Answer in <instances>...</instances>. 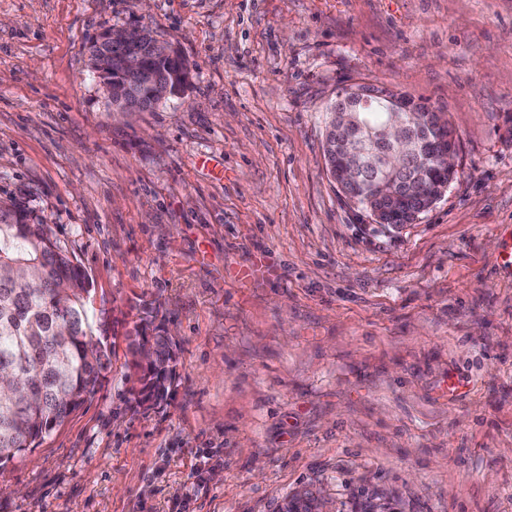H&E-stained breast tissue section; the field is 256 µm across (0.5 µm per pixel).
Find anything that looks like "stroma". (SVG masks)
<instances>
[{
    "instance_id": "obj_1",
    "label": "stroma",
    "mask_w": 512,
    "mask_h": 512,
    "mask_svg": "<svg viewBox=\"0 0 512 512\" xmlns=\"http://www.w3.org/2000/svg\"><path fill=\"white\" fill-rule=\"evenodd\" d=\"M140 25L193 79L117 112L88 67ZM369 82L445 113L457 177L375 223L324 108ZM88 275L105 378L0 469V512H512V0H0V206ZM176 345L129 389L145 320ZM147 344L150 352L143 354L141 349ZM129 347L135 370L131 396L141 405L165 401L176 375V353L171 337L161 330L153 336H132Z\"/></svg>"
}]
</instances>
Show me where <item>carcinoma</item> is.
<instances>
[{
  "mask_svg": "<svg viewBox=\"0 0 512 512\" xmlns=\"http://www.w3.org/2000/svg\"><path fill=\"white\" fill-rule=\"evenodd\" d=\"M126 51L120 38L112 40L111 85L127 81L122 66ZM144 64L173 86L183 83L189 70L188 61L179 56L149 51L144 52ZM354 88L414 102L373 84L344 86L336 97L344 98ZM388 119L389 113L378 107H359L358 131L349 136L325 133L326 162L358 150L364 133L379 130ZM404 176L426 188H443L455 174L429 167L422 152L407 161ZM400 208L410 224L429 203L407 197ZM90 292L87 275L61 248L50 224H31L21 211L0 210V376L5 381L0 387V468L37 447L105 377L110 349L97 336L98 315ZM129 347L135 370L131 396L141 405L165 401L175 379L171 337L162 331L134 336ZM311 496L308 490L294 494L280 512H311Z\"/></svg>",
  "mask_w": 512,
  "mask_h": 512,
  "instance_id": "carcinoma-1",
  "label": "carcinoma"
}]
</instances>
